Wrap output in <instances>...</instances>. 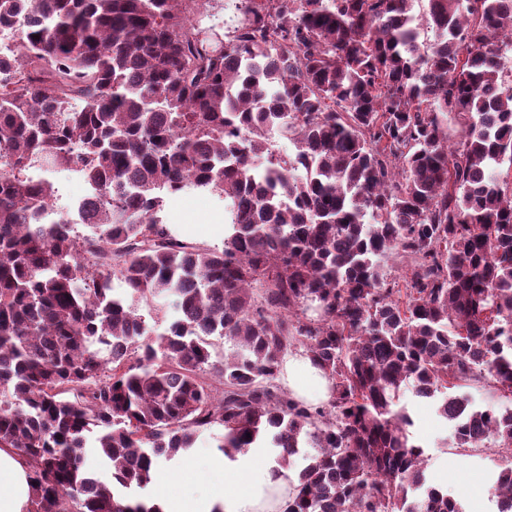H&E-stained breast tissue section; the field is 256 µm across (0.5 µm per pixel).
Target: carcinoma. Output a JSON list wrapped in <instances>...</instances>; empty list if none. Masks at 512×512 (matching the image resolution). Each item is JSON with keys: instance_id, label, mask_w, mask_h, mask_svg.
<instances>
[{"instance_id": "cac0c4a2", "label": "carcinoma", "mask_w": 512, "mask_h": 512, "mask_svg": "<svg viewBox=\"0 0 512 512\" xmlns=\"http://www.w3.org/2000/svg\"><path fill=\"white\" fill-rule=\"evenodd\" d=\"M413 2L237 0L220 33L199 0H0V448L30 512H161L137 492L213 427L227 456H302L283 512H463L408 390L455 447L497 444L512 501V409L449 393L512 401V0H427L429 48ZM60 168L95 196L89 236L40 221ZM187 188L226 203L222 248L164 224ZM164 296L153 340L134 303ZM297 346L322 406L279 383Z\"/></svg>"}]
</instances>
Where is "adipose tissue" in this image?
I'll return each instance as SVG.
<instances>
[{
	"label": "adipose tissue",
	"mask_w": 512,
	"mask_h": 512,
	"mask_svg": "<svg viewBox=\"0 0 512 512\" xmlns=\"http://www.w3.org/2000/svg\"><path fill=\"white\" fill-rule=\"evenodd\" d=\"M280 382L288 393L319 405L330 397V383L304 352L289 353ZM202 496L186 493L175 471L163 473V512H282L293 493L286 470L270 465L261 448L216 458ZM29 468L13 449L0 448V512H28Z\"/></svg>",
	"instance_id": "1"
}]
</instances>
